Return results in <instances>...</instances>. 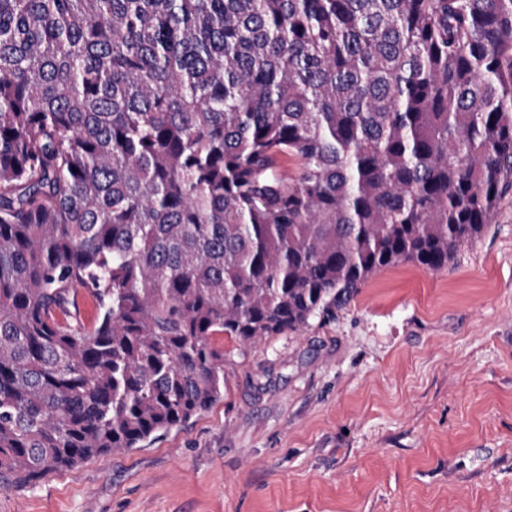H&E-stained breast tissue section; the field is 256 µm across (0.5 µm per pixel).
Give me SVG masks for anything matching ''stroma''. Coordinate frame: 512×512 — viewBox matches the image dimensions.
<instances>
[{
    "mask_svg": "<svg viewBox=\"0 0 512 512\" xmlns=\"http://www.w3.org/2000/svg\"><path fill=\"white\" fill-rule=\"evenodd\" d=\"M223 345V400L0 512H512V196L447 268Z\"/></svg>",
    "mask_w": 512,
    "mask_h": 512,
    "instance_id": "35a3bbf8",
    "label": "stroma"
}]
</instances>
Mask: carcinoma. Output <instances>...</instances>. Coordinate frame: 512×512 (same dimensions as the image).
<instances>
[{"instance_id":"obj_1","label":"carcinoma","mask_w":512,"mask_h":512,"mask_svg":"<svg viewBox=\"0 0 512 512\" xmlns=\"http://www.w3.org/2000/svg\"><path fill=\"white\" fill-rule=\"evenodd\" d=\"M509 195L512 0H0V488L186 424L220 339L438 272Z\"/></svg>"}]
</instances>
